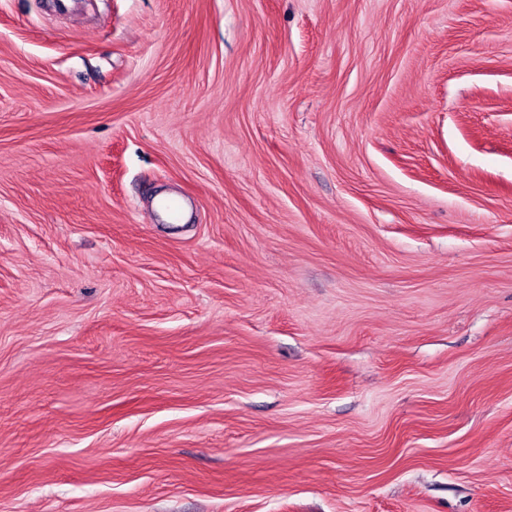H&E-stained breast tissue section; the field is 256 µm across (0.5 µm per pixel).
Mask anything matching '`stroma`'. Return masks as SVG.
I'll return each mask as SVG.
<instances>
[{"instance_id":"35a3bbf8","label":"stroma","mask_w":512,"mask_h":512,"mask_svg":"<svg viewBox=\"0 0 512 512\" xmlns=\"http://www.w3.org/2000/svg\"><path fill=\"white\" fill-rule=\"evenodd\" d=\"M0 512H512V0H0Z\"/></svg>"}]
</instances>
